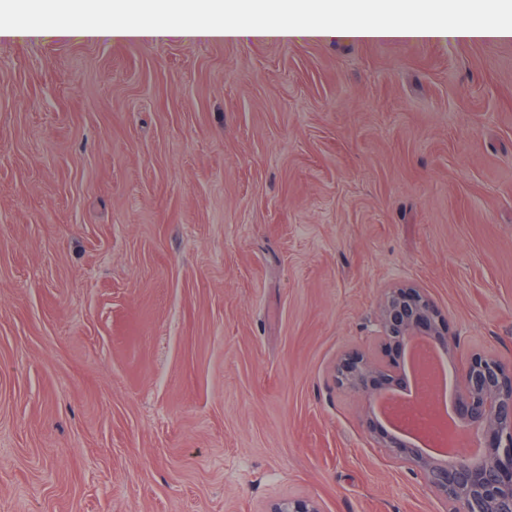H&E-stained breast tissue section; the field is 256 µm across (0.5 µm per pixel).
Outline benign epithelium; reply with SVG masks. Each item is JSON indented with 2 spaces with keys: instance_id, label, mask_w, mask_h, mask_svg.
Listing matches in <instances>:
<instances>
[{
  "instance_id": "benign-epithelium-1",
  "label": "benign epithelium",
  "mask_w": 512,
  "mask_h": 512,
  "mask_svg": "<svg viewBox=\"0 0 512 512\" xmlns=\"http://www.w3.org/2000/svg\"><path fill=\"white\" fill-rule=\"evenodd\" d=\"M379 354L353 350L334 370V381L364 400L396 390L403 383L394 354L407 351L413 338L455 356L459 341L448 336L445 320L433 298L406 284L388 289L375 315ZM455 424L477 433L480 448L460 450L451 460L426 454L421 446L377 429L369 431L379 447L388 448L404 465L419 473L448 503V512H512V361L491 351H478L458 370ZM268 512H321L308 498L288 497Z\"/></svg>"
}]
</instances>
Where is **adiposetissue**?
Returning a JSON list of instances; mask_svg holds the SVG:
<instances>
[{
    "mask_svg": "<svg viewBox=\"0 0 512 512\" xmlns=\"http://www.w3.org/2000/svg\"><path fill=\"white\" fill-rule=\"evenodd\" d=\"M1 36L127 41L142 37L339 41L507 40L504 0H39Z\"/></svg>",
    "mask_w": 512,
    "mask_h": 512,
    "instance_id": "obj_1",
    "label": "adipose tissue"
}]
</instances>
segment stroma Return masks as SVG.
I'll return each instance as SVG.
<instances>
[{
	"instance_id": "obj_1",
	"label": "stroma",
	"mask_w": 512,
	"mask_h": 512,
	"mask_svg": "<svg viewBox=\"0 0 512 512\" xmlns=\"http://www.w3.org/2000/svg\"><path fill=\"white\" fill-rule=\"evenodd\" d=\"M404 282L512 359V40L0 38V512H446L333 379ZM268 512H321V510L312 499L288 497L273 503Z\"/></svg>"
}]
</instances>
